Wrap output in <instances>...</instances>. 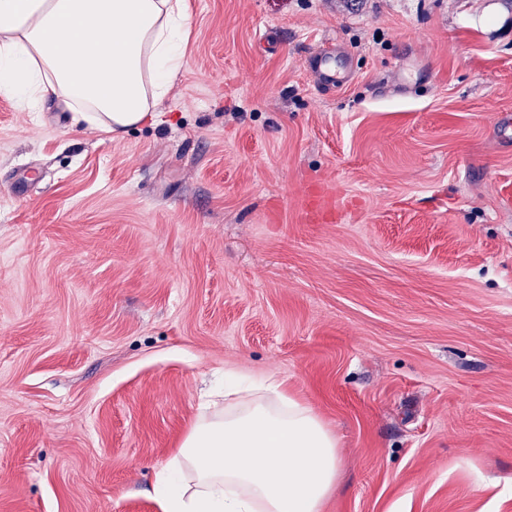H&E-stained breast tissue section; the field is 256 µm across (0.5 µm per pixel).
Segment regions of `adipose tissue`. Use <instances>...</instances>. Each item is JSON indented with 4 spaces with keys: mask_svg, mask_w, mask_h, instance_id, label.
Returning a JSON list of instances; mask_svg holds the SVG:
<instances>
[{
    "mask_svg": "<svg viewBox=\"0 0 512 512\" xmlns=\"http://www.w3.org/2000/svg\"><path fill=\"white\" fill-rule=\"evenodd\" d=\"M188 0H0V94L64 98L117 139L157 124L186 65ZM269 375L212 401L157 485L162 512H321L338 441Z\"/></svg>",
    "mask_w": 512,
    "mask_h": 512,
    "instance_id": "obj_1",
    "label": "adipose tissue"
}]
</instances>
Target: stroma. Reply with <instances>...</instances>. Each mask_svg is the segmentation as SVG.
Instances as JSON below:
<instances>
[{
	"mask_svg": "<svg viewBox=\"0 0 512 512\" xmlns=\"http://www.w3.org/2000/svg\"><path fill=\"white\" fill-rule=\"evenodd\" d=\"M189 5L158 125L0 95V512H161L228 372L337 437L322 512H512V0ZM305 67L314 76L317 87L324 91L344 84L349 78L346 68L336 63V53L330 48L311 53Z\"/></svg>",
	"mask_w": 512,
	"mask_h": 512,
	"instance_id": "obj_1",
	"label": "stroma"
}]
</instances>
